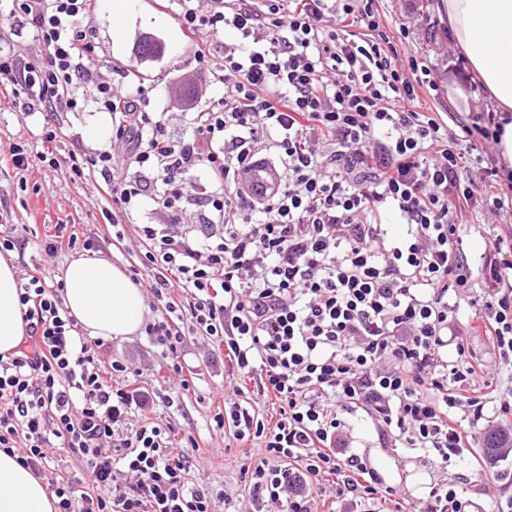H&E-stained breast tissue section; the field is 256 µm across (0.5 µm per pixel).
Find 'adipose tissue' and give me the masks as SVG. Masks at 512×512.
<instances>
[{
  "label": "adipose tissue",
  "instance_id": "1",
  "mask_svg": "<svg viewBox=\"0 0 512 512\" xmlns=\"http://www.w3.org/2000/svg\"><path fill=\"white\" fill-rule=\"evenodd\" d=\"M437 11L493 100L502 129L497 148L512 169V0H439ZM64 280V304L88 336L122 339L141 329L143 292L119 266L80 256L68 262ZM25 336L16 269L0 257V354L19 348ZM55 503L43 479L0 451V512H55Z\"/></svg>",
  "mask_w": 512,
  "mask_h": 512
}]
</instances>
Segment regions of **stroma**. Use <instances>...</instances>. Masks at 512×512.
<instances>
[{
	"instance_id": "stroma-1",
	"label": "stroma",
	"mask_w": 512,
	"mask_h": 512,
	"mask_svg": "<svg viewBox=\"0 0 512 512\" xmlns=\"http://www.w3.org/2000/svg\"><path fill=\"white\" fill-rule=\"evenodd\" d=\"M437 2L381 0L379 8L391 31L408 27L411 36L405 44L406 52L426 57L433 64L439 89L434 94H422L423 106L436 112H453L457 119L468 122L474 113L491 110L493 103L490 98L471 95L472 74L458 62V48L448 42L436 13ZM173 9L171 0H94L84 20L94 45L91 75L77 81V109L60 110L54 116L65 130L56 141L57 165L21 172L10 160L0 161V231H17L28 241L24 252L14 257L18 274L38 270L47 281L62 278L71 252L50 257L39 248L58 224L73 225L79 239L93 241L89 257L112 261L126 271L142 268L138 227L161 222V215L144 208L132 216L113 219L115 204L100 197L95 180L77 178L69 158L107 144L112 133V119L100 103L99 82L140 92L146 111L163 114L168 131L184 137L192 131L191 108L180 104L186 80L198 85L197 108L223 98V83L198 69L194 62L193 48ZM144 35L152 36L162 47L154 58L143 59L136 52L137 41ZM47 129L43 115L24 116L17 98L0 94V152L13 144L31 153L39 152ZM117 230L125 235L121 248L112 245ZM505 230V219L500 214H476L464 234L472 266H481L489 240ZM98 356L105 362L117 360L128 365L127 383L155 393L157 410L170 425L175 443L190 448L191 482L226 491L244 512H256L258 505L249 496L245 474L251 454L213 421L224 408V395L234 393L235 377L223 347L208 337L190 336L174 358L154 346L141 331L123 340L107 341L99 348ZM177 365L193 372L189 390L179 389L175 381L173 368ZM345 421V454L368 459L387 484L405 487L411 502L425 499L436 483L459 474L474 485L473 499L479 512H493L502 493L512 494V458L491 469L479 462L484 455L487 423L471 426L472 448L441 467L434 464L432 453L381 444L373 420L365 412L348 415Z\"/></svg>"
}]
</instances>
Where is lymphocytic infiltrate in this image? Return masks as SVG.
Here are the masks:
<instances>
[{
	"mask_svg": "<svg viewBox=\"0 0 512 512\" xmlns=\"http://www.w3.org/2000/svg\"><path fill=\"white\" fill-rule=\"evenodd\" d=\"M175 3L197 64L232 79L223 101L193 113L191 138L174 139L133 94L100 85L112 136L71 160L77 176L102 178L123 214L147 205L167 216L139 227L147 285L167 311L145 332L173 355L193 333L223 343L237 372L278 402L272 424L236 402L214 417L261 448L249 494L267 512H313L326 475L335 498L358 507L404 497L364 457L343 454L344 414L363 410L379 440L434 450L444 464L469 443L456 408L475 423L489 408L494 423L512 421V397L455 329L448 301L475 286L464 226L507 199L497 168L477 182L460 174L459 144L497 142V115L452 131L421 111L432 68L400 61L378 0ZM90 7L12 0L10 18L35 28L49 60H0L26 114L77 107L93 53L82 27ZM226 29L237 39L217 62L208 37ZM265 168L275 186L250 183ZM199 170L217 189L196 224L184 204ZM388 216L403 236H390ZM483 269L495 287L474 318L512 365V232L490 241ZM17 288L26 338L0 354V451L39 477L62 454L84 462L87 481H49L58 512H214L213 492L189 484L169 427L148 418L149 392L104 378L63 305L64 283L31 274ZM177 290L189 298L184 320ZM467 492L461 477L435 485L419 512H469Z\"/></svg>",
	"mask_w": 512,
	"mask_h": 512,
	"instance_id": "obj_1",
	"label": "lymphocytic infiltrate"
}]
</instances>
